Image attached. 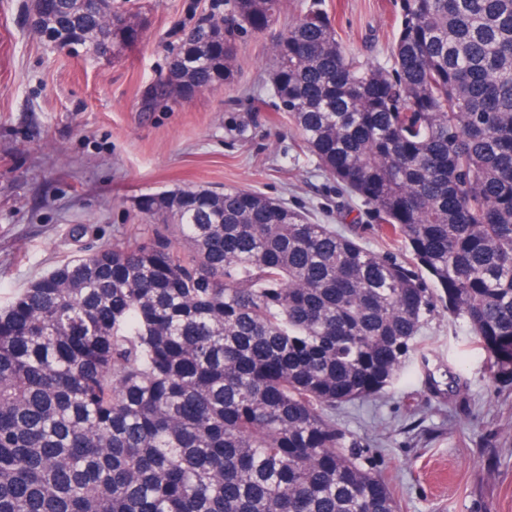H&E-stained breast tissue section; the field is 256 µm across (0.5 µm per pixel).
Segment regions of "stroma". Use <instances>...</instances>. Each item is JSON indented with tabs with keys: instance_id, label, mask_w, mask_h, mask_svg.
<instances>
[{
	"instance_id": "stroma-1",
	"label": "stroma",
	"mask_w": 512,
	"mask_h": 512,
	"mask_svg": "<svg viewBox=\"0 0 512 512\" xmlns=\"http://www.w3.org/2000/svg\"><path fill=\"white\" fill-rule=\"evenodd\" d=\"M30 2L0 0V308L73 257L141 241L152 221L139 198L175 187L252 190L340 231L356 220L364 245L385 250L368 208L318 166L270 91L272 43L310 0H284L266 30L238 32L233 85L150 112V83L212 0H135L145 33L119 61L52 48L26 24ZM393 2L321 7L348 54L384 64ZM77 224L88 233L73 237ZM419 340L426 362L383 396L337 409V423L368 445L402 512H512V387L492 382L447 312Z\"/></svg>"
}]
</instances>
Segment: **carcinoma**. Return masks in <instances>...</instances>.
<instances>
[{
	"label": "carcinoma",
	"mask_w": 512,
	"mask_h": 512,
	"mask_svg": "<svg viewBox=\"0 0 512 512\" xmlns=\"http://www.w3.org/2000/svg\"><path fill=\"white\" fill-rule=\"evenodd\" d=\"M58 0L40 35L116 51L139 14ZM184 31L149 109L235 77L231 0ZM271 92L392 251L237 188L140 198L157 222L0 309V512H401L337 423L423 357L438 308L512 383V0H401L390 64L348 57L315 3Z\"/></svg>",
	"instance_id": "cac0c4a2"
}]
</instances>
